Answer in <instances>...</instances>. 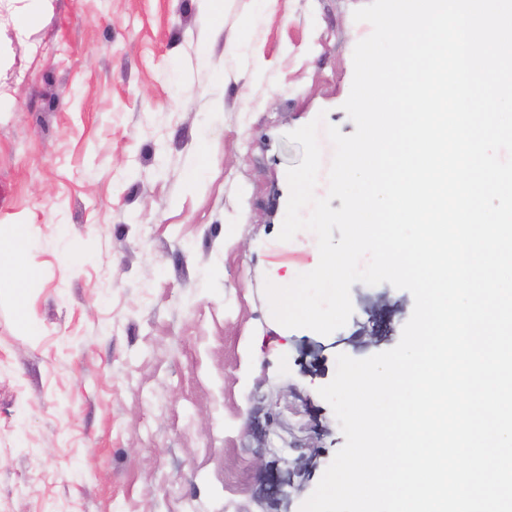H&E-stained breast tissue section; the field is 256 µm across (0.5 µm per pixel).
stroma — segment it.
I'll use <instances>...</instances> for the list:
<instances>
[{"mask_svg":"<svg viewBox=\"0 0 512 512\" xmlns=\"http://www.w3.org/2000/svg\"><path fill=\"white\" fill-rule=\"evenodd\" d=\"M367 2L39 0L22 33L0 8V226L38 273L29 326L0 294V512H299L345 442L337 354L391 349L414 305L354 284L323 336L264 293L314 260L278 238L286 135L354 132Z\"/></svg>","mask_w":512,"mask_h":512,"instance_id":"35a3bbf8","label":"stroma"}]
</instances>
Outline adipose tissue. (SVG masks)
I'll return each mask as SVG.
<instances>
[{"instance_id":"adipose-tissue-1","label":"adipose tissue","mask_w":512,"mask_h":512,"mask_svg":"<svg viewBox=\"0 0 512 512\" xmlns=\"http://www.w3.org/2000/svg\"><path fill=\"white\" fill-rule=\"evenodd\" d=\"M10 242L0 247V288L8 289L15 301L20 323H27V293L36 277L35 270L26 264L28 227L24 224L11 225L8 231Z\"/></svg>"}]
</instances>
